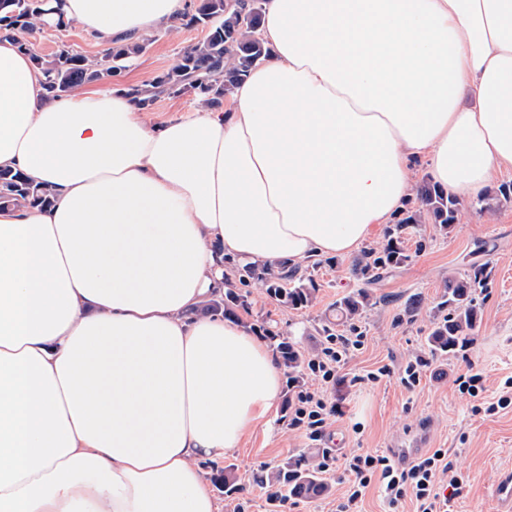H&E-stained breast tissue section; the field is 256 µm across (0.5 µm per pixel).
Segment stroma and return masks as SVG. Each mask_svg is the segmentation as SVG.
<instances>
[{
    "label": "stroma",
    "mask_w": 512,
    "mask_h": 512,
    "mask_svg": "<svg viewBox=\"0 0 512 512\" xmlns=\"http://www.w3.org/2000/svg\"><path fill=\"white\" fill-rule=\"evenodd\" d=\"M206 34L203 27L183 25L175 35H146L145 51L127 62L118 85L149 83ZM26 39L46 58L63 48L86 56L101 53L73 25H49ZM505 187L512 188V174L496 179L482 198L461 204L452 232H441L432 223L405 229L402 239L409 261L381 272L374 283H366L360 269L367 251L385 243L383 224L350 257H323L300 265L301 275L313 277L318 286L312 306L292 310L255 285L242 287L247 305L237 308V317L257 336L272 331L308 353L321 348L323 327L333 322L337 301L365 288L371 305L360 323L366 336L362 349L341 363L328 389L341 413L329 421L320 440L294 429L290 412L281 408L223 461L202 462L209 478L232 467L241 487L230 497L217 494L219 512H336L346 490L342 473L330 476L328 496L284 501L271 500L269 490L254 484L252 476L291 456L321 458L326 448L388 456L393 449L415 444L429 452L447 449L451 472L462 479L451 512H496L493 487L504 470L512 469V406L494 415L475 411L474 399L460 390L456 378L460 368L474 363L483 372L484 395L492 402L504 394V382L512 377V197H503ZM474 253L488 265L491 277L477 295L481 319L473 339L458 353H433L427 337L445 283L448 277L467 273ZM416 359L423 360L425 368L419 385L409 389L401 383L400 372ZM382 367L388 368V375L367 381V373Z\"/></svg>",
    "instance_id": "35a3bbf8"
}]
</instances>
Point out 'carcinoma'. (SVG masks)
Segmentation results:
<instances>
[{
  "label": "carcinoma",
  "instance_id": "1",
  "mask_svg": "<svg viewBox=\"0 0 512 512\" xmlns=\"http://www.w3.org/2000/svg\"><path fill=\"white\" fill-rule=\"evenodd\" d=\"M55 13L51 0H0V33L19 39V46L28 48L19 37L48 24ZM210 27L208 36L188 48L176 63L153 81L131 88V93L141 98L149 107L162 95L178 96L192 93L196 100L214 108L220 107L224 98L243 81L246 74L268 55L269 48L262 40L261 0H199L196 11L186 25ZM143 41L110 47L101 58L88 57L66 49L52 58L33 57L41 70L49 96L57 97L71 92L76 86L107 80L121 72L125 63L141 54ZM51 190L37 187L22 174L0 170V206L46 207L51 203ZM418 206L408 211L389 231L388 239L378 250L368 252L370 261L361 268V274L371 284L379 278V271L398 266L408 260L402 247V231L411 224H421L429 219L444 232H449L458 221L459 203L436 185L422 182L416 192ZM238 282H254L265 293L292 310L306 308L315 301L317 288L311 278L297 276L292 271L276 272L265 266L246 265L236 271ZM490 271L487 265L473 263L462 277L448 279L447 291L442 296L439 309L447 311L434 323L429 335L431 350L440 354L456 353L466 347L480 319L477 292L487 288ZM244 305V296L228 289L224 296L206 300L201 310L217 316L231 314L233 308ZM371 306L370 294L361 290L343 298L337 305L340 325L351 324L361 318ZM276 352L285 367L299 372L304 355L295 344L281 339ZM214 483L230 496L239 490L233 468L217 471ZM260 484H268L286 491L295 499H316L330 493V482L321 475L318 464L303 456L291 457L272 471L259 477Z\"/></svg>",
  "mask_w": 512,
  "mask_h": 512
}]
</instances>
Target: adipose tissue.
Returning a JSON list of instances; mask_svg holds the SVG:
<instances>
[{
	"label": "adipose tissue",
	"instance_id": "obj_1",
	"mask_svg": "<svg viewBox=\"0 0 512 512\" xmlns=\"http://www.w3.org/2000/svg\"><path fill=\"white\" fill-rule=\"evenodd\" d=\"M191 0H60L96 45L176 32ZM269 56L219 109L156 124L126 89L49 97L0 40V512H217L200 464L276 410L282 372L200 316L226 261L350 256L413 196L512 171V0H264ZM51 190L33 186L19 172L0 170V206L46 207L51 203Z\"/></svg>",
	"mask_w": 512,
	"mask_h": 512
}]
</instances>
